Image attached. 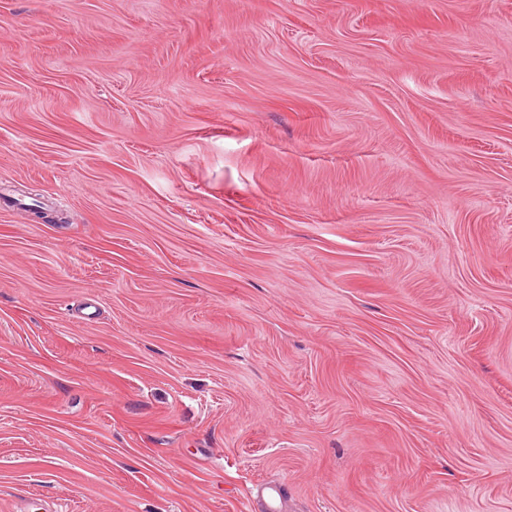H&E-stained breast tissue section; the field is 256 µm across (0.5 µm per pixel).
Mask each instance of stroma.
Masks as SVG:
<instances>
[{"instance_id": "stroma-1", "label": "stroma", "mask_w": 512, "mask_h": 512, "mask_svg": "<svg viewBox=\"0 0 512 512\" xmlns=\"http://www.w3.org/2000/svg\"><path fill=\"white\" fill-rule=\"evenodd\" d=\"M0 512H512V0H0Z\"/></svg>"}]
</instances>
